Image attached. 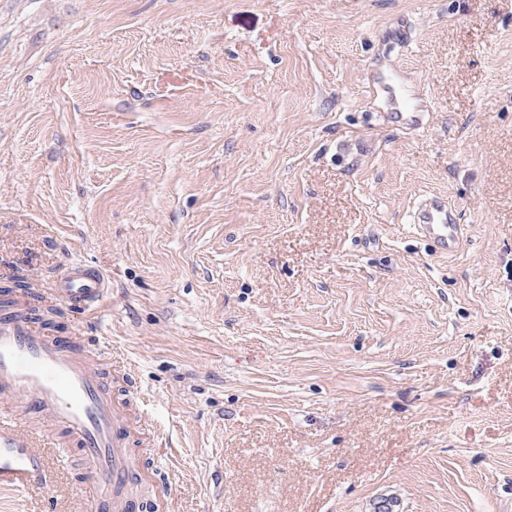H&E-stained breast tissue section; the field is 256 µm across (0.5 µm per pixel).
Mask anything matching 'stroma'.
<instances>
[{"mask_svg":"<svg viewBox=\"0 0 512 512\" xmlns=\"http://www.w3.org/2000/svg\"><path fill=\"white\" fill-rule=\"evenodd\" d=\"M69 259L112 297L44 330L132 373L164 512H512V0H0V286ZM47 455L0 512H84ZM372 86L377 95L381 94L390 112L389 119L396 125L413 128L423 123L421 105L415 101L419 96L409 90L408 81L397 69L374 70L371 73ZM411 223L443 255L457 252L464 242V225L456 223L452 208L443 197L433 194L422 197L412 211Z\"/></svg>","mask_w":512,"mask_h":512,"instance_id":"obj_1","label":"stroma"}]
</instances>
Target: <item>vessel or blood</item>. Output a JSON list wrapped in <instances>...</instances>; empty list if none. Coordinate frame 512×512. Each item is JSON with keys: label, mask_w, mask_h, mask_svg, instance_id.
Instances as JSON below:
<instances>
[{"label": "vessel or blood", "mask_w": 512, "mask_h": 512, "mask_svg": "<svg viewBox=\"0 0 512 512\" xmlns=\"http://www.w3.org/2000/svg\"><path fill=\"white\" fill-rule=\"evenodd\" d=\"M371 80L394 124H422L419 96L400 71L378 69ZM411 222L441 254L457 252L464 242V227L443 197H422ZM109 288L101 269L72 260L41 297L51 309L65 304L92 312L109 296ZM31 414L49 423L36 436L27 426ZM67 443L77 448L92 480L112 487L128 481L136 447L150 448L157 440L129 425L123 401L113 396L102 369L79 338L49 336L33 323L28 310L9 302L0 310V489L43 485L46 449Z\"/></svg>", "instance_id": "1"}]
</instances>
